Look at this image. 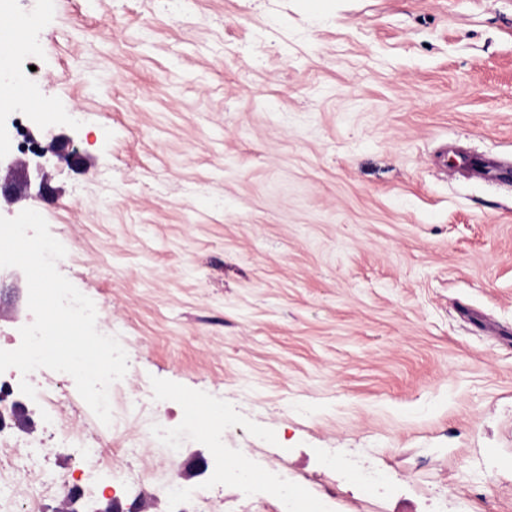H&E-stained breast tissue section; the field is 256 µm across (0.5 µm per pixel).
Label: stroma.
<instances>
[{
  "label": "stroma",
  "instance_id": "obj_1",
  "mask_svg": "<svg viewBox=\"0 0 512 512\" xmlns=\"http://www.w3.org/2000/svg\"><path fill=\"white\" fill-rule=\"evenodd\" d=\"M30 22L0 65L35 62L41 144L77 165L13 204L67 250L182 430L179 468L228 512L223 450L190 414L221 406L226 446L335 512H512V0H0ZM204 470H188L194 458ZM392 472L388 492L351 468ZM97 492L78 512H132ZM465 164L477 178L494 177L501 182L512 181V167L509 165H489L484 158L478 156L468 157Z\"/></svg>",
  "mask_w": 512,
  "mask_h": 512
}]
</instances>
